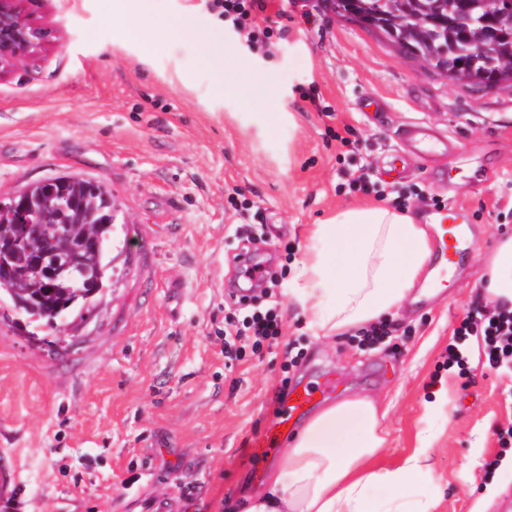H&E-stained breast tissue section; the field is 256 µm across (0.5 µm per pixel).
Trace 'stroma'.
Listing matches in <instances>:
<instances>
[{
	"instance_id": "stroma-1",
	"label": "stroma",
	"mask_w": 512,
	"mask_h": 512,
	"mask_svg": "<svg viewBox=\"0 0 512 512\" xmlns=\"http://www.w3.org/2000/svg\"><path fill=\"white\" fill-rule=\"evenodd\" d=\"M269 51L247 47L207 0H146L151 15L191 14L219 35L224 64L255 81L216 92L192 44L143 56L112 42L118 0H31L50 30L41 54L0 80V200L39 181H103L118 208L108 288L61 330L37 327L0 298V468L15 495L0 512H243L272 457L256 446L279 413L281 382L338 380L337 396L392 401L382 462L402 463L432 434L435 475L407 503L440 512H512V373L489 369L479 335L468 370L448 368L453 331L483 305L480 274L512 234V89L449 85L326 0H266ZM384 103L376 119L360 99ZM279 113L266 130L267 113ZM452 140V159L388 161L408 124ZM426 222L462 205L469 248L454 273L430 266L392 333L317 337L284 294L305 227L394 198ZM271 266L253 306H276L282 334L255 354L224 356L229 288L242 248ZM447 395L449 411L425 405Z\"/></svg>"
}]
</instances>
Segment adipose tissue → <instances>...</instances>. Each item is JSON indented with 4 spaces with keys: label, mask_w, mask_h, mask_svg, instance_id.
I'll return each mask as SVG.
<instances>
[{
    "label": "adipose tissue",
    "mask_w": 512,
    "mask_h": 512,
    "mask_svg": "<svg viewBox=\"0 0 512 512\" xmlns=\"http://www.w3.org/2000/svg\"><path fill=\"white\" fill-rule=\"evenodd\" d=\"M142 0H124V21L113 28L117 45L137 43L144 55L194 41L215 69L218 86L252 81L245 67L224 65V42L197 36L191 14L150 18ZM306 246L286 293L317 336H332L396 315L432 254L429 234L413 216L381 206L347 207L308 225ZM484 284L495 299L512 302V237L489 257ZM390 402L351 395L324 406L290 440L264 484L248 497L246 512H379L373 491L397 495L432 476L429 436L393 468L376 458L387 443Z\"/></svg>",
    "instance_id": "1"
}]
</instances>
